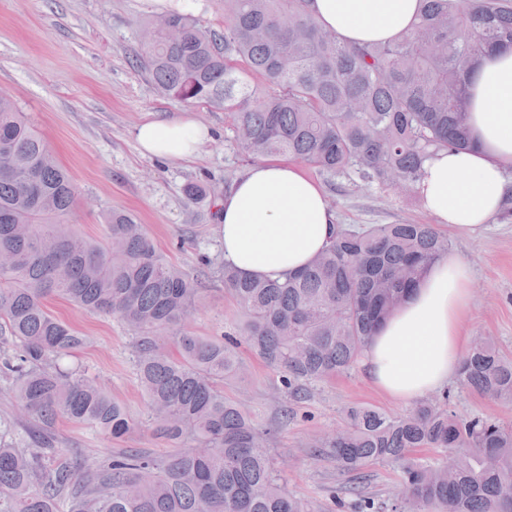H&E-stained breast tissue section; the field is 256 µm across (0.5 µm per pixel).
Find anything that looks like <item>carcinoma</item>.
<instances>
[{"instance_id":"cac0c4a2","label":"carcinoma","mask_w":512,"mask_h":512,"mask_svg":"<svg viewBox=\"0 0 512 512\" xmlns=\"http://www.w3.org/2000/svg\"><path fill=\"white\" fill-rule=\"evenodd\" d=\"M224 31L171 11L141 24L137 62L164 94L224 109L242 161L300 160L330 177L408 187L443 149L472 147L468 89L479 58L512 49V0H420L401 38L351 46L325 29L310 0H220ZM179 23L178 42L165 35ZM78 198L45 138L0 93V378L20 418L0 419V512H314L288 492L260 427L224 382L243 343L281 373L297 401L313 384L355 368L382 320L426 269L448 254L434 224H339L303 270L282 279L219 269L241 307L239 329L212 340L182 326L204 292L174 266L145 225L107 218L95 241L68 224ZM51 298L120 319L153 432L171 451L129 450L85 464L55 445L64 418L119 440L133 427L105 386L69 363L84 337L53 316ZM458 384L512 402V359L477 338ZM310 447L342 469L399 463L401 495L356 512H512V424L461 418L434 401L392 416L354 406ZM450 451L452 465L408 458Z\"/></svg>"}]
</instances>
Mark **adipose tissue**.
<instances>
[{"label": "adipose tissue", "instance_id": "obj_1", "mask_svg": "<svg viewBox=\"0 0 512 512\" xmlns=\"http://www.w3.org/2000/svg\"><path fill=\"white\" fill-rule=\"evenodd\" d=\"M318 21L349 45L388 42L407 32L419 0H313ZM467 151L443 150L427 161L417 191L437 224L483 228L512 196V51L486 53L471 84ZM211 136L191 119L147 121L135 132L143 153L189 159ZM217 233L224 258L248 277L277 278L309 265L326 246L336 216L323 188L297 165L261 161L220 203ZM469 267L455 256L433 264L404 303L379 326L363 357L368 379L401 400L445 388L469 338Z\"/></svg>", "mask_w": 512, "mask_h": 512}]
</instances>
